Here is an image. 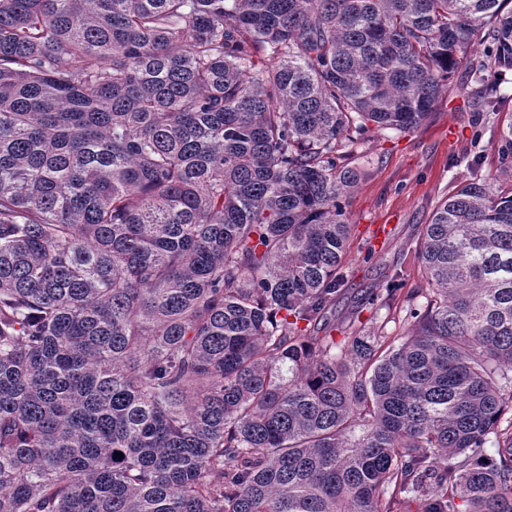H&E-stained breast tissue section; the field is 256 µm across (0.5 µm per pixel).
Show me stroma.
Wrapping results in <instances>:
<instances>
[{
	"label": "stroma",
	"mask_w": 512,
	"mask_h": 512,
	"mask_svg": "<svg viewBox=\"0 0 512 512\" xmlns=\"http://www.w3.org/2000/svg\"><path fill=\"white\" fill-rule=\"evenodd\" d=\"M512 114V71L485 94L469 68L450 78L439 102L413 132L391 138L369 134L348 164L361 172L346 210L350 246L343 261L345 284L328 313L329 322L345 329L359 314L365 332L402 342L410 334L407 305L372 312L359 302L385 291L393 279L404 290L421 287L424 277L416 258L419 228L437 203L476 176L499 166V132Z\"/></svg>",
	"instance_id": "1"
}]
</instances>
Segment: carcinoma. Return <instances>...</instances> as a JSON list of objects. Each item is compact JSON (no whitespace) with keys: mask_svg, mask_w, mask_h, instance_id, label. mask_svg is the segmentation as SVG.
Here are the masks:
<instances>
[{"mask_svg":"<svg viewBox=\"0 0 512 512\" xmlns=\"http://www.w3.org/2000/svg\"><path fill=\"white\" fill-rule=\"evenodd\" d=\"M511 1L0 0V512H512V164L404 342L324 321L345 161L512 70Z\"/></svg>","mask_w":512,"mask_h":512,"instance_id":"1","label":"carcinoma"}]
</instances>
